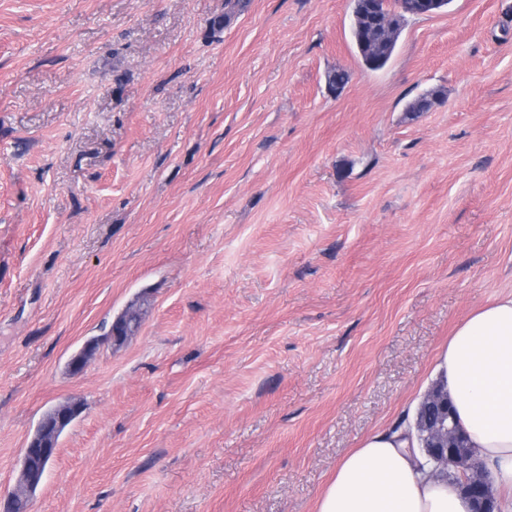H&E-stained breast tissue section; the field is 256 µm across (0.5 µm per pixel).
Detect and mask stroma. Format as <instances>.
I'll return each mask as SVG.
<instances>
[{"label": "stroma", "instance_id": "obj_1", "mask_svg": "<svg viewBox=\"0 0 512 512\" xmlns=\"http://www.w3.org/2000/svg\"><path fill=\"white\" fill-rule=\"evenodd\" d=\"M351 4L0 0V494L76 401L28 512H316L512 293V0ZM366 2L367 0H353L351 35L363 65L369 70L376 71L384 68L391 59L394 49L388 44L395 41L397 33L389 25L388 17L379 16L384 26V41L387 44L377 48L376 30ZM375 50L379 52L376 53ZM374 56L377 58L374 59ZM403 8L407 9L409 12H399L393 16L394 23L397 28L402 31L404 23L408 16L424 15L429 16L440 11V8L447 4L446 0H403ZM134 306L135 304H131L114 322L111 321L110 324L104 328V333L101 335L102 337L100 339L95 338L90 341L94 342L99 348L101 341H110L112 343L111 336H113V330L116 327L125 326L129 329L137 328L140 321V314Z\"/></svg>", "mask_w": 512, "mask_h": 512}]
</instances>
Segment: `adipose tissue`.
<instances>
[{"mask_svg": "<svg viewBox=\"0 0 512 512\" xmlns=\"http://www.w3.org/2000/svg\"><path fill=\"white\" fill-rule=\"evenodd\" d=\"M454 415L512 512V294L470 313L439 353ZM316 512H470L447 481L422 466L415 440L374 432L336 466Z\"/></svg>", "mask_w": 512, "mask_h": 512, "instance_id": "obj_1", "label": "adipose tissue"}]
</instances>
